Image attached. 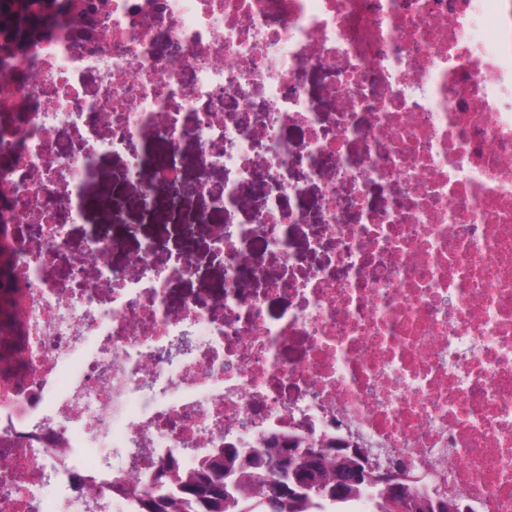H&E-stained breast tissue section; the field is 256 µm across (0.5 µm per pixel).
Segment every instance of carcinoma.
<instances>
[{
    "mask_svg": "<svg viewBox=\"0 0 512 512\" xmlns=\"http://www.w3.org/2000/svg\"><path fill=\"white\" fill-rule=\"evenodd\" d=\"M0 24L19 29L39 24L34 4L24 3L14 12L0 17ZM312 448L299 457L297 465L317 475V482L307 489L300 487L286 503L268 502V486L280 479V461L287 448ZM336 440L321 439L305 443L295 436H268L263 439L256 458L239 449H221L224 462L205 459L200 466L175 469L165 484L138 497V512H145L143 503L159 499V512H345L349 501L369 495L377 512H398L389 491L379 485L369 489L363 483L367 462L363 458L340 459L335 454ZM408 512H463L457 500H450L431 491L419 482L409 490Z\"/></svg>",
    "mask_w": 512,
    "mask_h": 512,
    "instance_id": "cac0c4a2",
    "label": "carcinoma"
}]
</instances>
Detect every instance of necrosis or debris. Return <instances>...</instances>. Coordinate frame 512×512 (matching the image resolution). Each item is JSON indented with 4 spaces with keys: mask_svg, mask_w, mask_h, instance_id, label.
Here are the masks:
<instances>
[{
    "mask_svg": "<svg viewBox=\"0 0 512 512\" xmlns=\"http://www.w3.org/2000/svg\"><path fill=\"white\" fill-rule=\"evenodd\" d=\"M42 14L24 43L0 35V512H136L166 456L191 468L277 432L406 458L472 512H512V0ZM314 69L331 113L307 95ZM188 148L224 255L207 306L168 300L186 251L115 267L98 257L121 238L71 243L102 158L166 194ZM310 187L312 210L285 206ZM254 188L262 206L234 222ZM293 224L321 226L308 247L331 240L329 261L299 267Z\"/></svg>",
    "mask_w": 512,
    "mask_h": 512,
    "instance_id": "1",
    "label": "necrosis or debris"
}]
</instances>
